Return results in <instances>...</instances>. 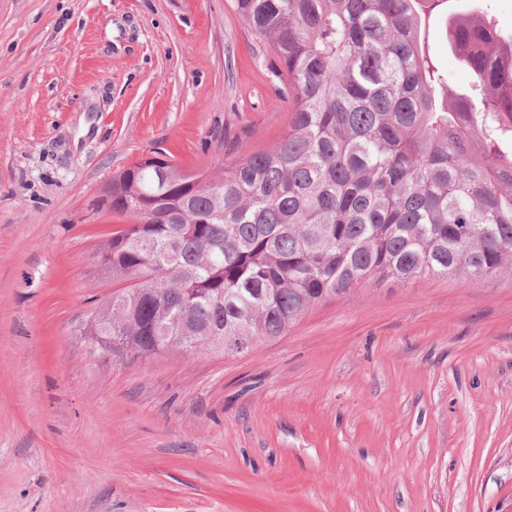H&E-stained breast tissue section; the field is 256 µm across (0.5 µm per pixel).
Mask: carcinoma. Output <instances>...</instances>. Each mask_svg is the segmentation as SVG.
<instances>
[{
    "mask_svg": "<svg viewBox=\"0 0 512 512\" xmlns=\"http://www.w3.org/2000/svg\"><path fill=\"white\" fill-rule=\"evenodd\" d=\"M439 2L235 0L279 62L288 130L217 173L154 155L112 178L99 206L128 224L99 262L135 284L81 324L92 356L149 358L182 336L225 352L217 337L281 336L358 286L512 273V39L450 20L471 74L453 91L421 45Z\"/></svg>",
    "mask_w": 512,
    "mask_h": 512,
    "instance_id": "obj_1",
    "label": "carcinoma"
}]
</instances>
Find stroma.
Masks as SVG:
<instances>
[{
    "instance_id": "obj_1",
    "label": "stroma",
    "mask_w": 512,
    "mask_h": 512,
    "mask_svg": "<svg viewBox=\"0 0 512 512\" xmlns=\"http://www.w3.org/2000/svg\"><path fill=\"white\" fill-rule=\"evenodd\" d=\"M448 0L422 28L453 86ZM234 0H0V512H496L512 503V277L330 295L236 354L99 362L77 327L158 155L214 172L291 115Z\"/></svg>"
}]
</instances>
